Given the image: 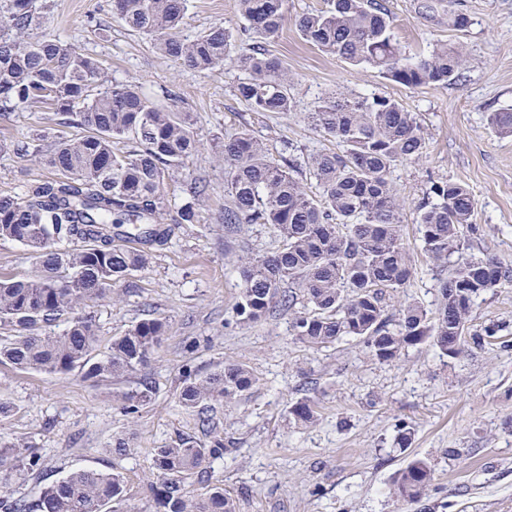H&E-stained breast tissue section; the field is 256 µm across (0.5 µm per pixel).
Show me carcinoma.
I'll list each match as a JSON object with an SVG mask.
<instances>
[{
    "label": "carcinoma",
    "instance_id": "obj_1",
    "mask_svg": "<svg viewBox=\"0 0 512 512\" xmlns=\"http://www.w3.org/2000/svg\"><path fill=\"white\" fill-rule=\"evenodd\" d=\"M287 0H237L258 38L281 30ZM47 0H0V112L38 108L64 118L81 132L59 137L46 159L58 177L22 197H0V240L30 249L39 262L36 278H0V363L48 375L78 372L86 381L123 379L148 365L167 335L160 317L144 318L112 338L97 353V327L86 308L107 297L112 283L145 270L152 252L168 243L172 225L190 223L192 209L166 222L162 191L166 172L182 167L201 148L185 113L176 104L156 106L133 81L103 85L104 61L55 41H32ZM112 16L151 37L157 49L182 64L214 71L231 65L243 74L237 97L254 112H288L291 78L279 58L260 43L232 52L231 35L212 26L194 40L182 38L187 0H112ZM387 0H327L325 9L304 13L296 27L307 43L353 66L415 89L446 87L462 77L467 55L461 46L437 45L409 57L394 41ZM310 122L336 141L337 149L308 161L319 187L311 196L295 163L277 165L251 130L224 133L226 190L232 204L226 224H268L283 239L278 250L241 266L234 306L236 323L251 325L278 308L302 303L293 340L313 349L346 338L364 341L374 359L391 362L410 346L428 344L450 360L482 348L506 326L471 324L474 298L512 283V265L469 253L468 241L483 232L477 203L459 181L433 183L415 205L423 250L438 264L452 263L440 281L439 303L429 309L400 300L413 274L401 234L405 200L392 185L391 169L417 160L425 149L415 113L385 96L332 95L308 114ZM499 133L512 135V108L489 113ZM133 141L118 152L113 144ZM129 238L139 247L124 245ZM64 322L58 332L45 328ZM257 384L241 363H226L185 381L180 401L231 403ZM152 386L122 393L127 412L148 402ZM298 426L318 420L306 396L288 408ZM224 456V442L190 438L155 449L154 501L163 512H238L237 502L216 486L190 500L183 485L204 476ZM434 480L429 462L415 458L393 480L398 500L418 501ZM125 496L123 477L99 470L70 473L44 488L34 504L16 501L8 512H105Z\"/></svg>",
    "mask_w": 512,
    "mask_h": 512
}]
</instances>
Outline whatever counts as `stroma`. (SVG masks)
Returning <instances> with one entry per match:
<instances>
[{"label": "stroma", "mask_w": 512, "mask_h": 512, "mask_svg": "<svg viewBox=\"0 0 512 512\" xmlns=\"http://www.w3.org/2000/svg\"><path fill=\"white\" fill-rule=\"evenodd\" d=\"M50 3L31 39L102 59L109 80L136 82L152 103L176 95L202 147L166 175L164 192L173 207L192 204L196 220L175 225L148 268L114 283L111 298L93 308L103 348L144 314L168 322L144 369L120 381L92 383L75 373L46 375L0 364V403L7 407L0 414V448L23 445L40 458L32 470L22 457L0 470V501L31 504L45 486L73 471L114 470L125 481L121 512H157L150 487L155 449L204 436L198 409L179 401L184 381L238 362L259 382L241 400L214 405L212 434L228 452L212 463L209 477L186 480L187 498L205 497L218 485L236 498L239 512H512V333L506 345L475 349L459 360L423 344L381 363L356 340L321 349L295 342L291 312L236 324L242 259L276 251L282 240L267 224L225 223L230 199L218 159L225 131L241 125L278 164L335 149L306 115L338 90L401 102L416 113L427 141L422 159L390 174L407 201L402 234L415 268L404 294L435 308L448 270L424 254L413 209L432 182L469 186L484 228L471 240V253L512 264V136L499 135L488 122L489 113L512 106V0H458L471 20L463 31L449 26L446 11L426 20L414 0H389L394 39L407 55L438 44L467 48L459 81L419 89L305 42L295 18L323 7L324 0H287L278 36L265 43L293 77V109L287 113L250 111L235 92L239 71L227 66L200 72L171 60L150 38L113 19L111 0ZM188 14L186 39L219 24L233 32L237 45L256 41L236 0H188ZM63 131L51 113L36 108L0 116V197L23 196L55 178L41 156ZM194 180L205 186L197 198L186 190ZM472 322H503L512 329V284L477 297ZM144 380L154 388L150 403L126 413L120 391ZM304 396L317 402L319 420L298 427L288 408ZM403 422L414 429L406 449L395 443ZM119 438L128 445L123 456L111 451ZM415 457L430 462L435 480L421 501L407 504L392 496V479Z\"/></svg>", "instance_id": "1"}]
</instances>
